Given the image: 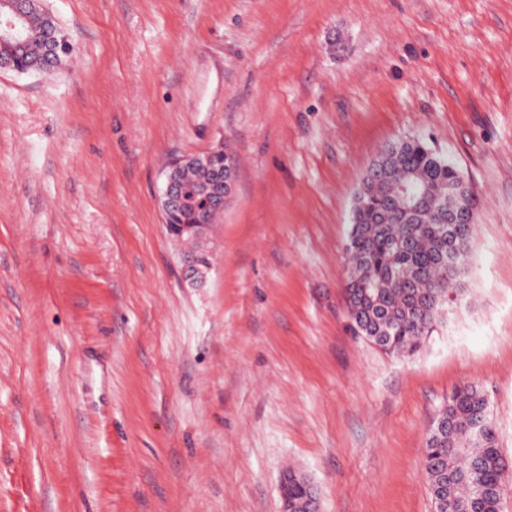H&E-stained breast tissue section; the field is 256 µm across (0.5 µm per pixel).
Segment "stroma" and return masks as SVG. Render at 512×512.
<instances>
[{
	"mask_svg": "<svg viewBox=\"0 0 512 512\" xmlns=\"http://www.w3.org/2000/svg\"><path fill=\"white\" fill-rule=\"evenodd\" d=\"M73 45L0 72V512H434L480 386L512 465V0H44ZM405 136L475 195L467 307L414 355L349 328L354 194ZM230 147L204 286L163 171ZM197 160H200L198 156L179 157L172 159L166 166L165 183L161 197V213L168 231V219L171 212L186 202L179 188V172L184 167L193 165ZM282 497L283 512H288V503L291 512L316 511V492L314 486L305 477L292 471L289 472L288 479L284 478L282 481Z\"/></svg>",
	"mask_w": 512,
	"mask_h": 512,
	"instance_id": "obj_1",
	"label": "stroma"
}]
</instances>
